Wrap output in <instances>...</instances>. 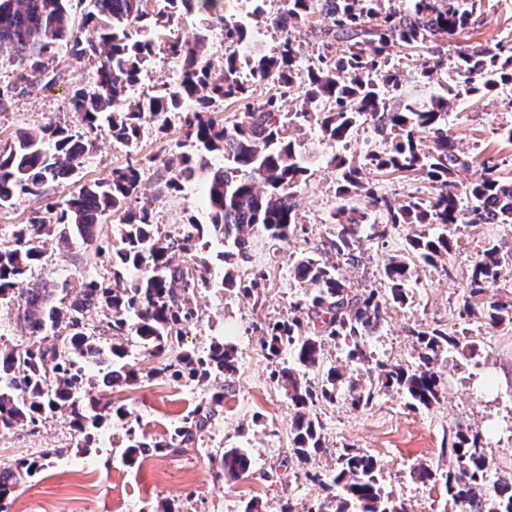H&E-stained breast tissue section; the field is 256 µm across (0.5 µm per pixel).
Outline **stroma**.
I'll use <instances>...</instances> for the list:
<instances>
[{
    "label": "stroma",
    "instance_id": "1",
    "mask_svg": "<svg viewBox=\"0 0 512 512\" xmlns=\"http://www.w3.org/2000/svg\"><path fill=\"white\" fill-rule=\"evenodd\" d=\"M466 40L469 46L492 45L512 40V0H478ZM52 68L62 73L64 84L53 89L20 94L0 110V139L15 131L56 122L73 125L68 106L67 82L94 83L90 66L74 63L58 50ZM144 135L129 148L101 131L97 149L86 157L81 181L109 176L112 169L137 164L146 197L153 200V218L160 231L184 223L202 213V185L185 184L177 193L158 194L159 160L177 152L184 139L178 117L159 128L151 116H143ZM512 125V85L466 100L453 101L448 128L469 153L482 157H512V143L499 135ZM308 158L309 177L297 191L296 204L305 234L287 241L252 238L251 256L240 263V275L263 270L265 295L253 300L220 287L198 293L201 319L186 330V347L203 350L220 341L233 347L235 372L206 382H174L155 371L160 358L150 356L137 343H129L127 362L140 375L136 385L116 387L113 401L128 406L139 419L141 433L164 438L175 424L200 401L212 394L224 395V404L198 450L181 456H153L135 465L124 459L127 421H104L88 453L78 451L77 437L66 413L0 433V462L43 457L44 468L32 479L21 480L8 512H164L174 504L180 512H244L257 501L260 512H280L288 503L297 512L325 495L322 487L305 481L306 470L326 472L336 466L342 445L351 443L382 463V481L410 504L413 512H456L443 484L425 485L410 476L419 465L444 473L452 464L450 446L457 427H471L486 438L494 466L502 475L512 474V325H504L476 337V351L468 358L447 354L442 362L446 390L431 408L411 410L396 391L377 395L372 404L355 410L337 399L317 409L326 454L299 462L289 454L292 411L279 386L270 378L273 365L262 351L258 327L287 314L301 291L288 275L291 256L319 248L327 239L331 213L339 206L337 172L332 156L362 158L384 152L387 138L363 125L345 143L323 139L316 130L301 137ZM460 247L452 252L450 274L431 267L419 271L410 291L409 305L391 312L378 336L369 343L375 357L391 363H414L416 353L408 334L411 325L424 322L455 330L457 303L466 289L471 269L487 242L512 250V225L479 224L462 228ZM42 277L77 282L104 271V259L95 247L74 242L71 252L48 249ZM241 448L252 460L248 476L217 479L208 453L213 448Z\"/></svg>",
    "mask_w": 512,
    "mask_h": 512
}]
</instances>
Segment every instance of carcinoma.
Instances as JSON below:
<instances>
[{
  "label": "carcinoma",
  "mask_w": 512,
  "mask_h": 512,
  "mask_svg": "<svg viewBox=\"0 0 512 512\" xmlns=\"http://www.w3.org/2000/svg\"><path fill=\"white\" fill-rule=\"evenodd\" d=\"M148 2L89 0L82 36L73 30L69 0H0V52L9 54L15 66V79L0 82V109L18 90L46 91L62 80L46 65L59 47L77 63L96 64L94 86L75 85L69 94L78 129L48 123L0 140V209L20 194L44 202V209L14 225L11 241L0 246V312L13 316L15 327L32 338L25 347L0 346V431L35 425L64 411L77 447L87 448L103 417L130 418L126 406L93 393L86 374L95 367L105 372L107 386L137 384V372L123 363L130 336L151 355L165 357L157 375L198 382L231 376L232 348L215 343L199 353L182 346L184 330L201 319L195 295L213 284V262L205 252L214 241L231 244L215 255L224 267L222 284L246 298L260 297L264 272L254 270L243 278L237 268L249 257L252 233L284 241L304 231L295 197L308 168L295 132L308 126L330 141L344 142L358 125L369 123L389 139V149L361 162L332 157L340 170L336 195L359 198L363 206L338 208L323 247L290 261L289 276L305 291L291 303L288 318L270 320L262 328V347L275 363L272 378L294 411L291 456L307 461L327 452L315 407L336 400L345 382L354 409L371 404L387 389L403 394L409 408L431 407L441 396L442 355L474 353L469 336L474 325L489 330L512 324V301L488 295L512 257L488 242L459 303L460 329L450 332L422 323L409 328L419 348L416 364L372 362L368 334L381 327L389 310L407 306L419 267L440 268L451 276L449 257L458 244L459 225L512 224V179L502 176L505 160L480 161L448 133V97L438 95L420 106L398 96L400 84L389 59L397 48L429 51L436 61L419 55L417 73L430 77L433 66L446 61V45L468 37L474 0H409L398 10L384 7L385 0H337L330 9L319 0H285L278 13L265 10L266 0H158L152 9ZM201 13L217 22L224 38L227 55L219 71L210 63L209 33L201 31L191 42L169 34L184 18ZM284 13L295 27L320 17L314 29L320 52L304 70L292 31L282 29ZM259 23L280 33L277 51L240 56L239 47ZM159 52L179 59L180 73L174 82L144 91L143 71ZM454 52L456 95L476 97L512 84L511 41L457 46ZM244 66L275 91L252 99L241 78ZM294 95L298 106L283 111V102ZM390 96L398 97L391 107ZM225 101L243 106L230 126L213 116V107ZM146 113L164 122L172 114L182 115L184 137L194 149L163 162L158 193L178 192L204 179L206 223L192 215L175 233L160 234L148 204L132 208L142 187L140 170L132 163L107 178L84 182L61 201L47 195L52 184L78 175L102 127L118 142L137 143ZM406 173L424 177L436 193L409 195L396 204L376 190L377 175ZM106 216L116 221L112 245L97 247L107 256L106 272L82 280L75 289L66 280L59 284L34 275L46 263V238H54L62 250L76 240L93 244ZM415 224L420 229L407 234L379 269L382 289L363 288L342 273V263L359 261L365 230L386 246L394 230ZM93 309L103 316L96 327L87 322ZM102 336L109 337V345H101ZM330 341L344 345L346 360L338 366L325 361ZM354 372L367 376L368 384L348 380ZM311 374L320 376L318 383L311 382ZM223 403L224 393L214 394L162 439L129 428L125 457L133 463L148 451L167 456L198 446ZM451 455L454 468L443 480L457 512H512V474L493 473L480 433L458 428ZM209 459L219 477H239L251 466L241 448H217ZM42 468L34 459L0 466V512H6L5 501L20 479ZM305 478L337 490L308 512H410L381 483L377 458L351 446L339 454L332 473L315 470Z\"/></svg>",
  "instance_id": "obj_1"
}]
</instances>
